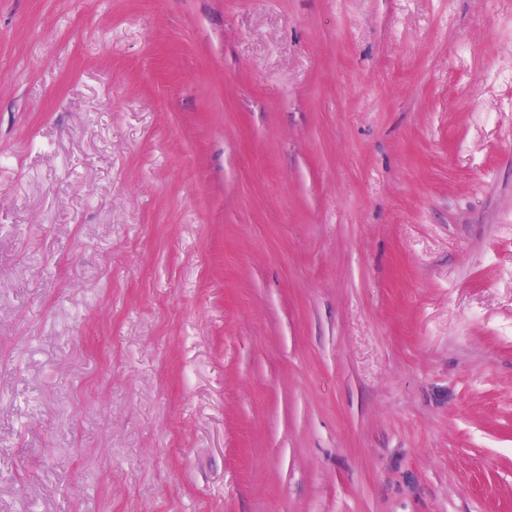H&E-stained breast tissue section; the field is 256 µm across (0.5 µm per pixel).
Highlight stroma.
<instances>
[{"label":"stroma","mask_w":512,"mask_h":512,"mask_svg":"<svg viewBox=\"0 0 512 512\" xmlns=\"http://www.w3.org/2000/svg\"><path fill=\"white\" fill-rule=\"evenodd\" d=\"M0 512H512V0H0Z\"/></svg>","instance_id":"35a3bbf8"}]
</instances>
